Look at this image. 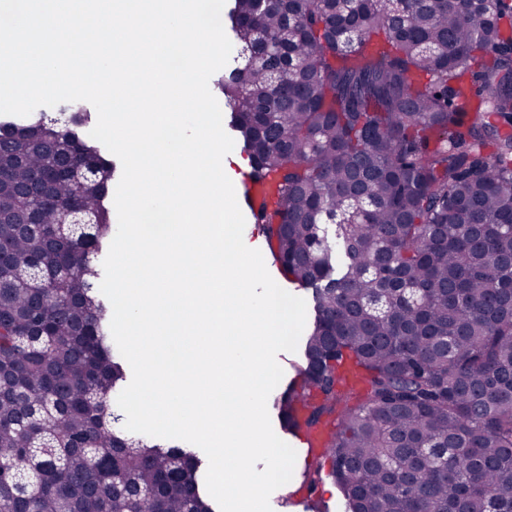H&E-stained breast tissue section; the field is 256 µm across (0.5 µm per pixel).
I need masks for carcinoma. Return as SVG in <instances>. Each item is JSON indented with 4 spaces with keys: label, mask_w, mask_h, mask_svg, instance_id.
Returning a JSON list of instances; mask_svg holds the SVG:
<instances>
[{
    "label": "carcinoma",
    "mask_w": 512,
    "mask_h": 512,
    "mask_svg": "<svg viewBox=\"0 0 512 512\" xmlns=\"http://www.w3.org/2000/svg\"><path fill=\"white\" fill-rule=\"evenodd\" d=\"M216 81L281 274L312 290L291 434L347 512H512V5L505 0H234ZM44 116L0 122V211L56 149L35 226L0 224V512H215L204 460L112 428L127 379L95 255L116 164ZM97 223L66 224L73 203Z\"/></svg>",
    "instance_id": "obj_1"
}]
</instances>
